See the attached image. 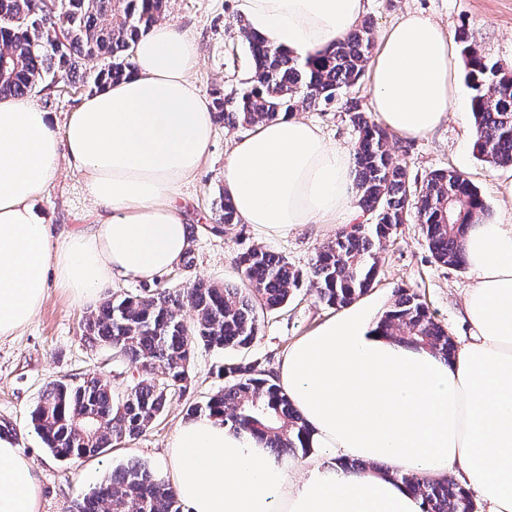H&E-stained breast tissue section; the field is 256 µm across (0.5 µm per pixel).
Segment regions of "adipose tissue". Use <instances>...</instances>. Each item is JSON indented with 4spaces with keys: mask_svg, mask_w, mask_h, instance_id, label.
Segmentation results:
<instances>
[{
    "mask_svg": "<svg viewBox=\"0 0 512 512\" xmlns=\"http://www.w3.org/2000/svg\"><path fill=\"white\" fill-rule=\"evenodd\" d=\"M367 0H236L252 33L305 56L330 48ZM198 46L160 21L134 47L132 72L86 96L56 131L26 98L0 100V338L29 325L49 282L80 302L113 279L171 269L188 247L177 200L206 161L214 122L192 74ZM372 110L406 138L448 117L458 94L451 40L428 18L403 14L369 66ZM82 176L96 224L54 238L38 205L61 166ZM350 154L313 122L286 113L235 139L224 194L260 237L355 217ZM473 280L464 317L473 340L446 361L384 336L351 308L292 346L277 382L321 456L300 479L247 434L207 416L183 421L165 466L186 512H423L385 473L462 476L488 512H512V224L478 220L462 240ZM365 462L362 470L340 467ZM33 462L0 444V512H37Z\"/></svg>",
    "mask_w": 512,
    "mask_h": 512,
    "instance_id": "1",
    "label": "adipose tissue"
}]
</instances>
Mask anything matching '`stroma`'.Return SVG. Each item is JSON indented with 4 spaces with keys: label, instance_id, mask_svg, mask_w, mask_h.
Instances as JSON below:
<instances>
[{
    "label": "stroma",
    "instance_id": "stroma-1",
    "mask_svg": "<svg viewBox=\"0 0 512 512\" xmlns=\"http://www.w3.org/2000/svg\"><path fill=\"white\" fill-rule=\"evenodd\" d=\"M408 10L424 14L449 37L466 32L469 42L487 57L512 68V0H367L364 17L372 23L373 38H380ZM166 19L195 38L199 63L192 79L206 99L241 88L252 61L240 33L235 0H170ZM85 95V90L63 81L54 90L32 92L30 98L49 112L54 127L60 129ZM299 114L316 123L329 144L354 148L357 134L340 101L304 107ZM472 131L471 91L463 85L448 119L435 131L417 139L396 135L391 144L412 185H421L437 169L461 171L479 191L490 221L512 224V203L500 195L501 183L512 179V168L477 158L472 151ZM243 133V128L215 123L208 159L182 188L179 203L189 224L196 228L192 268L177 266L147 278L116 280L103 289L102 298L181 289L198 278L219 286L236 283L240 280L239 256L256 248L282 255L297 269H309L317 252L334 238L333 230L312 224L284 237L262 238L252 225L219 223L224 161L235 138ZM39 206L57 235L96 221L97 207L83 178L66 168L43 191ZM471 285L468 268L436 262L421 225L411 219L398 225L384 241L375 283L359 302L380 315L391 306L398 289L409 290L461 348L471 340L463 315ZM88 310L87 304L53 284L35 319L18 334L0 339V424L14 429L13 443L34 463L40 487L39 512H71L74 503L113 470L133 462L163 474L169 442L179 423L186 420L188 406L205 402L223 389L228 382L224 367L238 363L277 370L291 344L339 313L338 308L321 303L313 288H299L285 305L265 311L259 335L249 347L224 351L196 345L186 393L174 397L142 434L116 442L104 455L62 461L44 447L30 424V413L48 384L63 377L77 382L98 377L122 392L138 377L135 365L114 361L111 349L84 342L81 321Z\"/></svg>",
    "mask_w": 512,
    "mask_h": 512
}]
</instances>
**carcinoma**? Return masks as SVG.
<instances>
[{"label": "carcinoma", "instance_id": "carcinoma-1", "mask_svg": "<svg viewBox=\"0 0 512 512\" xmlns=\"http://www.w3.org/2000/svg\"><path fill=\"white\" fill-rule=\"evenodd\" d=\"M169 0H0V98L25 97L37 86L81 75V86L103 90L131 71L133 49L166 15ZM372 30L366 23L329 50L301 58L243 31L252 58L244 87L213 101L219 121L250 126L283 112L342 98L357 133L354 162L359 207L371 224H351L316 255L308 271L282 256L254 249L240 257L243 287L201 280L178 290L117 295L83 319L91 346L112 349L113 357L139 366L141 376L124 392L96 378L49 383L31 412L45 447L59 459L102 455L113 443L143 433L169 399L187 390L195 345L249 347L260 330V313L288 302L303 284L319 300L342 308L372 288L378 250L398 225L412 216L422 224L434 259L466 265L462 238L486 207L468 176L455 169L432 172L411 186L405 168L389 148V131L361 109L350 93L360 88L369 61ZM464 43L465 82L471 90L473 148L484 161L512 167V77L481 49ZM104 65L79 73L84 61ZM186 307L196 319L186 321ZM377 328L400 341L429 348L445 359L456 355L447 329L406 289L377 321ZM224 390L188 408L193 417L221 420L236 433L266 441L279 454L309 451L304 418L276 383L272 372L250 365L224 369ZM391 474L421 497L423 512H477L472 495L452 479L425 478L398 469ZM72 512H182L174 489L141 463L111 474L78 501Z\"/></svg>", "mask_w": 512, "mask_h": 512}]
</instances>
